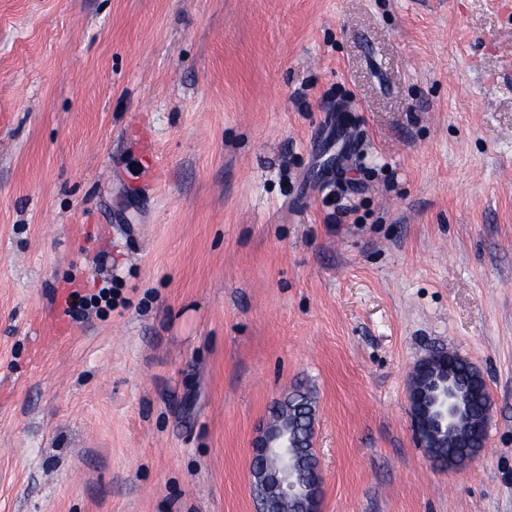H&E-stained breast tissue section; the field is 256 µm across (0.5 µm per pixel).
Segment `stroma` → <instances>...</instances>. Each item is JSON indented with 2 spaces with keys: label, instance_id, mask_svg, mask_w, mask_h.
<instances>
[{
  "label": "stroma",
  "instance_id": "1",
  "mask_svg": "<svg viewBox=\"0 0 512 512\" xmlns=\"http://www.w3.org/2000/svg\"><path fill=\"white\" fill-rule=\"evenodd\" d=\"M297 386L320 512H512V0H0V512H257ZM73 300L72 304L69 306V312L73 314H81L85 307L90 304L101 305L104 303L105 307H111L112 305V286L104 287L98 292V294L93 295L89 299L86 296H78V294H72ZM434 361L444 364L448 374L439 378H432L431 391L409 387L408 401L410 403L411 427L416 443L424 448L429 461L435 465L456 468L454 461L442 464L436 459L428 447L429 438L436 431L450 430L459 416L460 406L457 393L453 386L452 374L448 367V352H434L418 361L413 374L427 373ZM454 356L456 381L467 397L471 419L467 422L468 426L461 430L459 438H450L438 451L447 458L448 455L464 458L484 447L486 430L483 421L488 417L491 403L481 374L466 359L456 353ZM298 406H304L307 407L306 410H304V413L309 415V418L306 420V425L309 426L314 423V410L312 405L311 398L304 392H301L300 390H296L294 393H292L288 398H286L283 401L275 402L271 406V417L273 421H276L279 419L281 414H284V412L288 409V412L291 411L292 408H296Z\"/></svg>",
  "mask_w": 512,
  "mask_h": 512
}]
</instances>
